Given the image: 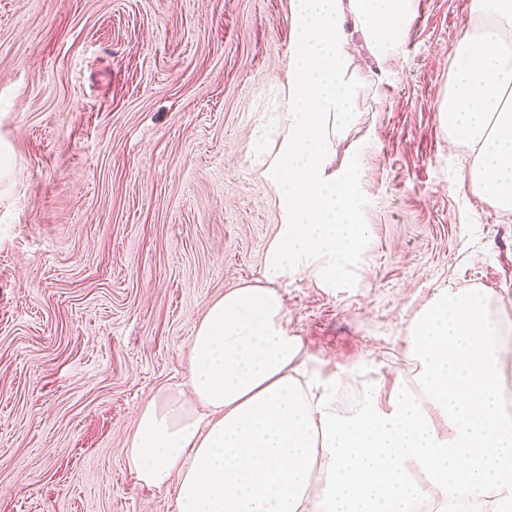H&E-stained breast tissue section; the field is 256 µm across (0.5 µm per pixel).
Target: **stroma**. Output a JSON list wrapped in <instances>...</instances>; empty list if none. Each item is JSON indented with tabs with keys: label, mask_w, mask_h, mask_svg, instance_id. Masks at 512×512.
Instances as JSON below:
<instances>
[{
	"label": "stroma",
	"mask_w": 512,
	"mask_h": 512,
	"mask_svg": "<svg viewBox=\"0 0 512 512\" xmlns=\"http://www.w3.org/2000/svg\"><path fill=\"white\" fill-rule=\"evenodd\" d=\"M469 0H414L362 83L366 240L325 288L284 282L307 377L410 386V325L443 287L486 292L512 343V212L461 184L438 107ZM290 0H0V512H176L126 440L184 389L207 305L262 281L277 231Z\"/></svg>",
	"instance_id": "stroma-1"
}]
</instances>
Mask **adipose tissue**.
<instances>
[{
    "label": "adipose tissue",
    "instance_id": "obj_1",
    "mask_svg": "<svg viewBox=\"0 0 512 512\" xmlns=\"http://www.w3.org/2000/svg\"><path fill=\"white\" fill-rule=\"evenodd\" d=\"M291 11L286 125L266 169L282 222L265 282L208 306L190 341L188 391L142 408L129 467L144 487L176 483L177 512H417L434 498L464 512L491 493L495 512H512L507 347L482 290L433 298L413 324L414 384L388 400L373 383L342 416L335 378H299L302 344L283 325L277 287L301 272L335 283L366 237L356 165L329 168L359 98L349 34L388 53L407 35L412 0H291ZM469 17L449 51L440 122L473 156L463 182L512 212V0H469Z\"/></svg>",
    "mask_w": 512,
    "mask_h": 512
}]
</instances>
